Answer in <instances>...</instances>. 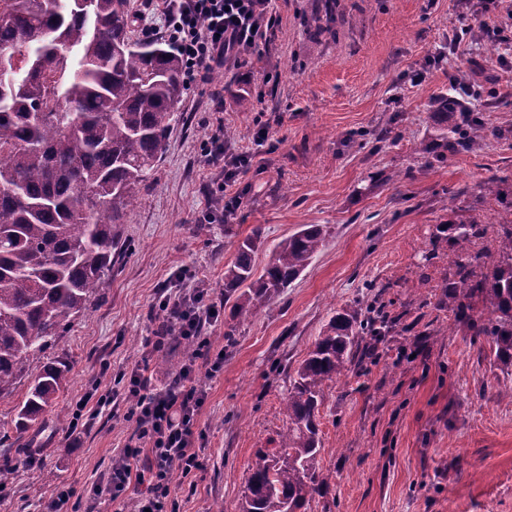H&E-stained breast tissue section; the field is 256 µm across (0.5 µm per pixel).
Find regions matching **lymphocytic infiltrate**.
Listing matches in <instances>:
<instances>
[{
  "label": "lymphocytic infiltrate",
  "mask_w": 512,
  "mask_h": 512,
  "mask_svg": "<svg viewBox=\"0 0 512 512\" xmlns=\"http://www.w3.org/2000/svg\"><path fill=\"white\" fill-rule=\"evenodd\" d=\"M160 14L156 31L179 55L183 79L193 85L205 81L210 72L245 64L247 56L268 45L280 16L272 0H145ZM203 151L211 165L223 166L224 214L232 216L239 196L228 195L250 158L229 152L224 128L216 126L205 140ZM162 323L155 332L154 346L170 342H192L194 349L172 372L165 385H157L148 362L135 365L124 391L129 404L124 418L134 425L132 434L101 480L91 487L94 498L124 506L129 491L138 494L140 512H174L177 479L201 470L196 446L200 434L197 416L207 396L206 382L219 372L222 360L211 355V343L202 328L220 316L216 302L204 290L185 289L162 295ZM208 359L200 370V359Z\"/></svg>",
  "instance_id": "obj_1"
}]
</instances>
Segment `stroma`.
<instances>
[{
	"instance_id": "1",
	"label": "stroma",
	"mask_w": 512,
	"mask_h": 512,
	"mask_svg": "<svg viewBox=\"0 0 512 512\" xmlns=\"http://www.w3.org/2000/svg\"><path fill=\"white\" fill-rule=\"evenodd\" d=\"M341 4L336 12L327 0H276L281 23L270 50L185 89L91 306L0 399V446L18 467L0 512H46L60 485L74 489V512H112L89 489L133 425L106 411L71 438L72 399L102 366L116 372L141 361L157 301L182 266L223 305L206 334L223 350L224 369L198 417L205 468L178 481L179 512H239L257 449L287 427L283 400L317 336L334 311L363 319L371 307L385 324L364 332L355 361L324 388L318 461L329 485L307 512H512V371L479 333L488 319L481 302L461 319L443 290L457 281L461 257L472 256L474 279L489 272L497 213L512 200V11L489 0ZM466 17L485 20L489 32L427 66ZM418 69L424 78L411 83ZM460 71L484 95L464 93ZM448 95L482 118L485 133L473 152L440 162ZM262 122L270 129L259 147ZM219 123L230 151L252 156L230 217L210 209L221 174L202 152ZM492 177L500 198L480 197L476 183ZM471 221L483 234L469 243L439 232ZM303 224L323 226L325 247L283 293L233 322L224 272L238 243L259 235V272ZM49 364L64 365L67 382L30 440L15 429L16 407Z\"/></svg>"
}]
</instances>
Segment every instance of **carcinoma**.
<instances>
[{
  "label": "carcinoma",
  "instance_id": "1",
  "mask_svg": "<svg viewBox=\"0 0 512 512\" xmlns=\"http://www.w3.org/2000/svg\"><path fill=\"white\" fill-rule=\"evenodd\" d=\"M126 0H0V399L13 394L26 363L87 310L118 249L115 225L160 160L183 91L181 63L160 42L130 43ZM459 122L440 133L443 150L469 148L484 129L456 98ZM498 258L470 283L458 262L448 303L463 316L478 299L490 314L483 333L512 368V206L503 209ZM466 242L475 222L444 224ZM325 242L320 224L281 239L255 275V242L237 247L224 274V302L239 320L279 296ZM364 327L336 311L290 382L288 421L277 446L256 451L239 512H301L328 486L318 466L324 385L343 374ZM66 369L45 366L19 405L24 433L62 387Z\"/></svg>",
  "mask_w": 512,
  "mask_h": 512
}]
</instances>
